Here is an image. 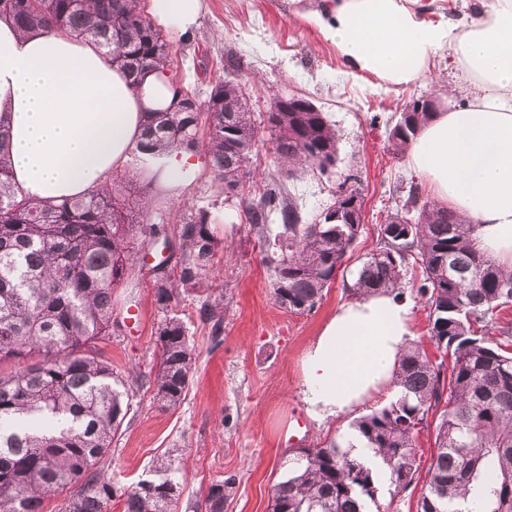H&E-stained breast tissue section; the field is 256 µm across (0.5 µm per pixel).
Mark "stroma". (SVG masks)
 <instances>
[{
    "instance_id": "stroma-1",
    "label": "stroma",
    "mask_w": 512,
    "mask_h": 512,
    "mask_svg": "<svg viewBox=\"0 0 512 512\" xmlns=\"http://www.w3.org/2000/svg\"><path fill=\"white\" fill-rule=\"evenodd\" d=\"M317 7L318 0H202L195 28L164 34L172 46L168 74L200 105L216 82L241 83L259 120L269 112L274 93L305 97L325 112L338 135L335 167L324 175L311 171L284 181L283 187L310 218L333 202L345 176H357L365 200L364 230L345 259L343 280H349L376 247L399 188L417 178L407 157L393 154L388 141L400 112L412 99L429 95L441 97L450 109L463 95L444 50L424 78L406 87H375L369 79L346 74L335 46L309 20ZM260 134L249 163L257 177L241 196L224 195L203 154L193 181L178 196L154 200L144 217L145 223L172 228L179 214L204 208L219 242L203 286H178L171 301L195 347L186 398L164 409L151 390L128 383L130 410L103 468L117 485L128 486L149 477L156 457L171 453L180 483L179 512H192L212 481L227 478L235 484L224 512H268L273 487L287 477L295 449L344 443L356 416L391 401L383 390L353 415L317 418L307 410L303 357L348 297L343 280H336L312 311L291 313L277 304L259 238L240 204L241 198H257L264 182L279 176L269 131ZM212 292L221 294L224 304V334L218 341L198 315ZM112 308V334L98 344L102 358L119 376L132 370L149 376L157 362L155 332L164 317L152 276L138 272L126 279L112 292Z\"/></svg>"
}]
</instances>
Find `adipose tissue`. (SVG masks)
I'll list each match as a JSON object with an SVG mask.
<instances>
[{"mask_svg": "<svg viewBox=\"0 0 512 512\" xmlns=\"http://www.w3.org/2000/svg\"><path fill=\"white\" fill-rule=\"evenodd\" d=\"M201 0H150L154 22L185 32ZM422 0H322L314 22L348 74L405 87L441 48L470 92L440 111L408 163L443 204L476 224V247L512 269V0H474L468 22L427 19ZM168 76L130 84L92 42L20 35L0 17V124L10 131L9 178L25 196L59 202L102 186L135 150L145 113L169 108ZM412 334L411 307L376 293L340 305L302 363L312 415L351 412L392 385Z\"/></svg>", "mask_w": 512, "mask_h": 512, "instance_id": "obj_1", "label": "adipose tissue"}]
</instances>
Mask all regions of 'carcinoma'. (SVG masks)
<instances>
[{"mask_svg": "<svg viewBox=\"0 0 512 512\" xmlns=\"http://www.w3.org/2000/svg\"><path fill=\"white\" fill-rule=\"evenodd\" d=\"M141 0H0V15L18 31L57 30L92 38L112 61L135 77L145 68L168 70L170 44L143 15ZM434 116L427 106L401 113L389 133L395 154ZM200 113L151 112L145 121L142 162L156 183L173 150L204 149L222 187L256 178L248 169L258 136L254 113L240 84L227 80L212 90L198 138ZM275 161L288 179L307 168L335 165L336 129L325 113L294 107L268 113ZM152 199L133 208L112 184L60 204L18 195L8 182L0 153V512H178L180 484L173 460L160 456L156 478L143 486L117 487L101 475L112 436L129 411L124 380L98 356L97 343L112 335V290L135 272L146 241L174 243L179 257L172 275L155 278L161 309L174 285L196 286L206 278L216 239L210 213L198 209L176 225L174 240L159 224L139 216ZM399 213L380 225L379 246L368 253L344 291L352 299L371 293L403 295L408 273L425 299L428 339L440 353L409 343L395 383L402 395L365 414L353 428L385 468L396 493L421 486L416 512H466L479 495L484 512H512V270L473 246L476 225L422 196L410 185ZM246 221L265 247L279 305L309 312L336 279L363 225L334 218L331 207L303 218L299 204L276 183L257 200L243 202ZM278 221L277 230L270 228ZM211 335L224 332L221 299L199 309ZM157 364L148 383L165 408L185 399L194 346L178 314L157 328ZM435 420V441L425 473L417 463V435ZM288 477L272 491L269 512H382L378 473L336 442L299 448ZM233 482L211 483L195 512H224Z\"/></svg>", "mask_w": 512, "mask_h": 512, "instance_id": "cac0c4a2", "label": "carcinoma"}]
</instances>
